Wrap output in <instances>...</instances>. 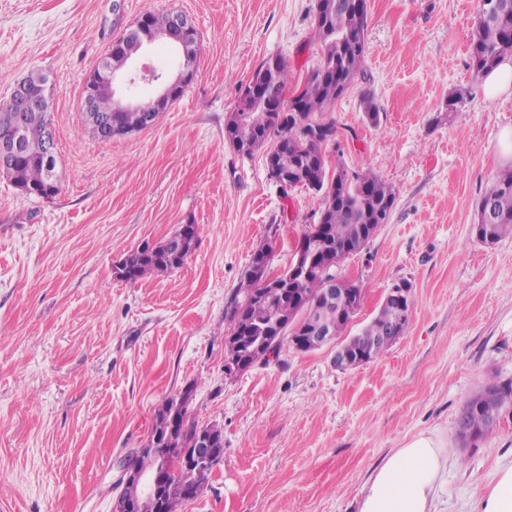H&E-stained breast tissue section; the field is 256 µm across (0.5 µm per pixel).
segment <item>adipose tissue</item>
<instances>
[{
    "instance_id": "obj_1",
    "label": "adipose tissue",
    "mask_w": 512,
    "mask_h": 512,
    "mask_svg": "<svg viewBox=\"0 0 512 512\" xmlns=\"http://www.w3.org/2000/svg\"><path fill=\"white\" fill-rule=\"evenodd\" d=\"M448 460L447 449L432 437L413 438L370 476L359 512H437L436 487ZM473 512H512V464L500 466L494 482L477 488Z\"/></svg>"
}]
</instances>
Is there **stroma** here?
<instances>
[{
	"label": "stroma",
	"mask_w": 512,
	"mask_h": 512,
	"mask_svg": "<svg viewBox=\"0 0 512 512\" xmlns=\"http://www.w3.org/2000/svg\"><path fill=\"white\" fill-rule=\"evenodd\" d=\"M367 6L364 73L331 113L327 167L372 168L395 201L338 273L365 293L349 333L403 280L408 327L351 370L333 347L286 344L229 377V313L254 251L270 246L273 268L287 267L321 198L269 180L276 139L245 155L224 127L267 58L292 87L317 67L315 0H0V103L48 76L60 181L38 198L0 176V512H112L120 463L186 388L192 420L222 428L224 456L179 512H358L373 471L421 434L451 450L439 512H471L512 462V409L476 442L456 432L471 396L512 380V236L487 247L473 233L512 166V94L487 98L471 68L477 0ZM169 11L198 34L191 81L149 127L94 138L86 80L141 16ZM185 224L199 238L181 268L116 277V261Z\"/></svg>",
	"instance_id": "1"
}]
</instances>
